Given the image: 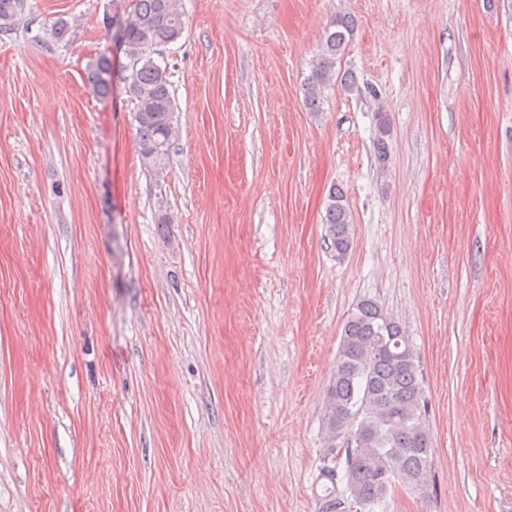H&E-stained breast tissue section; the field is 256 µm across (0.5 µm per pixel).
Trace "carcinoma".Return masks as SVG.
Listing matches in <instances>:
<instances>
[{
	"label": "carcinoma",
	"mask_w": 512,
	"mask_h": 512,
	"mask_svg": "<svg viewBox=\"0 0 512 512\" xmlns=\"http://www.w3.org/2000/svg\"><path fill=\"white\" fill-rule=\"evenodd\" d=\"M27 0H0V33L25 14ZM178 0H132L125 17L112 18V39L130 61L121 76L134 102L143 167L160 176L169 162L176 104L155 48L177 42L185 28ZM356 23L348 13L330 20L321 48L302 85L305 106L320 111L325 91L351 77H336V62L352 42ZM86 79L104 98L112 89V63L100 55L87 63ZM375 143L387 157L391 125L378 107ZM326 237L339 256L353 247V215L343 193L332 191ZM426 399L418 356L399 321L371 298L358 300L343 326L336 366L325 389L324 448L316 485L318 512H377L397 484L420 488L433 468L426 427Z\"/></svg>",
	"instance_id": "1"
}]
</instances>
